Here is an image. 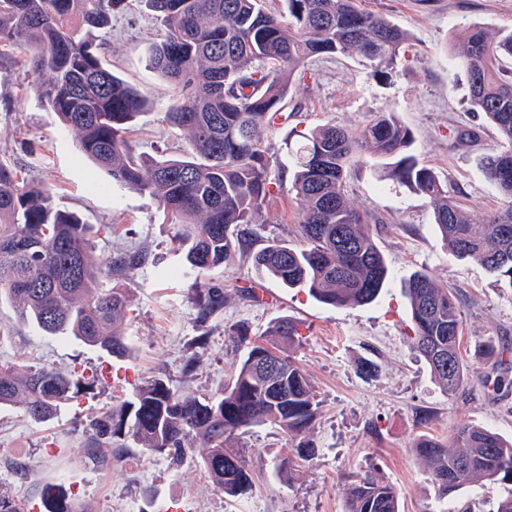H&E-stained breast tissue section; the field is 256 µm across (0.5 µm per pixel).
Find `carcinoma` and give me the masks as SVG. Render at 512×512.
<instances>
[{
    "mask_svg": "<svg viewBox=\"0 0 512 512\" xmlns=\"http://www.w3.org/2000/svg\"><path fill=\"white\" fill-rule=\"evenodd\" d=\"M164 22L166 35L149 51L151 67L177 90L164 120L185 132L186 156H147L129 140L134 121L149 107L138 90L109 69L98 38L126 0H0V44L25 54L39 78L38 96L79 138L85 158L112 182L155 199L174 244L203 275L228 263L258 223L273 187L287 181L300 205L302 246L270 240L255 262L287 288H304L333 307L373 303L390 271L377 242L383 220L354 205L347 167L364 158L382 162L380 180H392L425 199L434 225L457 259L473 258L495 281L512 288V29L468 26L457 68L468 87L470 110L497 130L499 141L480 159L486 179L505 199L475 221L434 171L410 153L411 130L392 112L363 126L322 124L296 133L292 163L270 178L275 148L268 133L282 117L296 73L315 58L355 56L377 76L394 69L409 35L360 0H287L288 16L262 0H144ZM92 226L60 209L52 193L0 161V301L50 336L72 337L113 357L129 356L124 321L130 307L118 285L98 286L103 264L90 239ZM146 261L141 252L111 262L117 270ZM196 305L206 317L224 305V292L195 281ZM415 329L414 348L448 395L465 390L463 320L452 288L424 272L405 280ZM265 338L236 330L242 355L231 385L208 397L181 394L162 376L151 378L120 411L91 424L85 449L93 454L130 439L151 454L182 461L201 442L203 465L229 498L254 485L238 436L270 424L295 439L312 428L319 401L304 371L281 347L299 345L297 325L275 319ZM103 374L61 372L0 363V407L17 406L35 423L54 419L70 401L90 393ZM431 481L446 496L467 483L503 488L494 512H512V439L481 426L461 425L443 442L428 435L414 447ZM347 512H400L396 487L371 464L346 492ZM44 512H81L63 482H46Z\"/></svg>",
    "mask_w": 512,
    "mask_h": 512,
    "instance_id": "obj_1",
    "label": "carcinoma"
}]
</instances>
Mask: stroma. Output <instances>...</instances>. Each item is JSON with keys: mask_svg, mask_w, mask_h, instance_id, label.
<instances>
[{"mask_svg": "<svg viewBox=\"0 0 512 512\" xmlns=\"http://www.w3.org/2000/svg\"><path fill=\"white\" fill-rule=\"evenodd\" d=\"M361 6L410 34L405 60L379 78L347 56L309 62L306 77L292 81L286 119L271 136L280 161L288 159L282 147L297 124L356 126L391 110L413 133L412 153L434 169L449 193L461 194L470 218L500 208L503 199L479 164L498 134L470 111L466 86L455 77V52L459 35L471 24L492 31L512 28V0H361ZM162 33L142 0H128L127 9L112 19L101 56L150 102L130 135L138 151L179 156L189 149L186 136L163 120L176 92L147 59L148 47ZM23 58L21 50L0 45V159L50 190L61 209L94 225L100 257L140 247L148 258L134 269L101 276L102 287L121 285L131 298L125 329L132 353L125 358L45 335L23 322L10 303H0V362L16 359L36 369L78 365L104 374L94 394L75 398L47 423L29 421L15 407L0 408L1 492L36 508L42 484L62 476L84 512H144L151 498L166 512H346L347 488L373 464L399 489L400 512H492L500 486L468 485L441 500L413 446L422 435L444 440L467 424L512 437V390L484 383V375L496 374L498 367L477 348L490 338L512 344V289L495 283L478 261L450 255L423 198L396 182H378L373 164L349 168L350 200L385 222L378 244L394 278L373 304L335 308L305 290L283 287L253 263L268 240L294 248L302 244L298 202L281 189L259 223L250 225L243 249L205 274V282L223 287L224 306L200 321L197 276L172 241L176 225L167 222L156 201L114 184L82 158L75 132L41 106ZM467 128L477 130L478 140L460 139ZM417 271L457 292L471 368L464 394L448 395L413 346L402 288ZM283 316L298 325L301 344L292 355L320 402L306 436L315 449L311 460L282 471L290 441L271 425L250 428L240 448L254 469L255 487L247 497L232 499L209 481L197 452L178 466L132 443L102 459L88 457L89 422L132 399L145 380L163 375L174 390L200 395L220 390L239 359L230 329L261 338ZM200 336L206 343L199 347ZM365 361L376 365L375 376L361 371Z\"/></svg>", "mask_w": 512, "mask_h": 512, "instance_id": "stroma-1", "label": "stroma"}]
</instances>
